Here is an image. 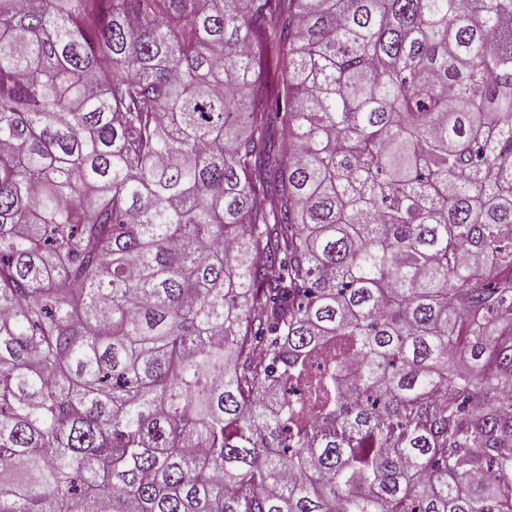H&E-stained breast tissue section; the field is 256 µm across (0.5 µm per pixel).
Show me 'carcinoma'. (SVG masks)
I'll return each mask as SVG.
<instances>
[{"instance_id":"obj_1","label":"carcinoma","mask_w":512,"mask_h":512,"mask_svg":"<svg viewBox=\"0 0 512 512\" xmlns=\"http://www.w3.org/2000/svg\"><path fill=\"white\" fill-rule=\"evenodd\" d=\"M512 0H0V512H512Z\"/></svg>"}]
</instances>
